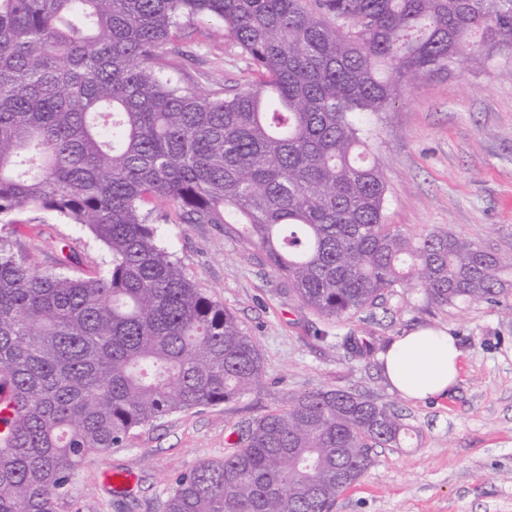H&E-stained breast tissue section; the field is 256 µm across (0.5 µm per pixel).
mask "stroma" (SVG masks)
I'll return each instance as SVG.
<instances>
[{
  "instance_id": "stroma-1",
  "label": "stroma",
  "mask_w": 512,
  "mask_h": 512,
  "mask_svg": "<svg viewBox=\"0 0 512 512\" xmlns=\"http://www.w3.org/2000/svg\"><path fill=\"white\" fill-rule=\"evenodd\" d=\"M184 40L183 83L211 92L252 80L248 60L214 23L195 22ZM362 126L387 182L385 223L416 235L447 229L512 251V56L423 78L388 111L364 115ZM155 215L187 276L252 336L262 372L240 400L171 414L134 431L125 447L92 457L74 473L58 512H164L177 478L231 453L238 428L289 394L321 387L369 396L410 429L400 447L372 450L371 467L339 495L336 512H512L511 308L439 307L424 289L393 288L358 316L327 321L223 225L180 223L167 203ZM20 218L16 239L38 270H54L60 239L71 247L72 274L98 270L104 251L78 226L49 212ZM418 327L450 330L462 350L457 384L424 403L392 390L380 358L354 360L338 348L354 331L394 340ZM107 472L133 473L136 483L115 495Z\"/></svg>"
}]
</instances>
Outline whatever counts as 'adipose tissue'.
Segmentation results:
<instances>
[{"label":"adipose tissue","mask_w":512,"mask_h":512,"mask_svg":"<svg viewBox=\"0 0 512 512\" xmlns=\"http://www.w3.org/2000/svg\"><path fill=\"white\" fill-rule=\"evenodd\" d=\"M461 352L447 330L423 327L395 340L383 356L384 374L403 398L425 401L447 395L459 376Z\"/></svg>","instance_id":"1"}]
</instances>
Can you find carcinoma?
Returning <instances> with one entry per match:
<instances>
[{
	"instance_id": "cac0c4a2",
	"label": "carcinoma",
	"mask_w": 512,
	"mask_h": 512,
	"mask_svg": "<svg viewBox=\"0 0 512 512\" xmlns=\"http://www.w3.org/2000/svg\"><path fill=\"white\" fill-rule=\"evenodd\" d=\"M215 18L253 65L201 92L167 70L177 31ZM512 54V0H0V223L24 208L88 229L102 274L42 272L0 234V512H57L75 469L177 412L232 403L261 373L252 337L160 241L155 204L222 224L327 321L400 285L438 306L500 303L512 252L384 223L387 183L360 118L465 64ZM370 332L342 349L369 359ZM399 414L359 393L288 396L165 512H333L399 445Z\"/></svg>"
}]
</instances>
